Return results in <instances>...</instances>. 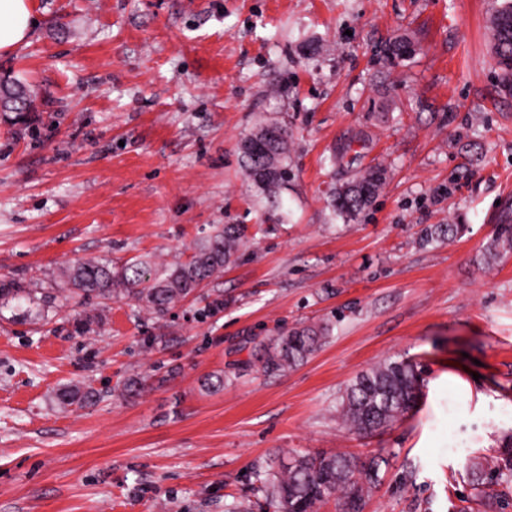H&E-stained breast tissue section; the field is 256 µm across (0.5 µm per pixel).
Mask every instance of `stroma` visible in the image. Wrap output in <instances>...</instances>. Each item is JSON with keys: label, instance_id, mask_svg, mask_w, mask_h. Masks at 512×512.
<instances>
[{"label": "stroma", "instance_id": "1", "mask_svg": "<svg viewBox=\"0 0 512 512\" xmlns=\"http://www.w3.org/2000/svg\"><path fill=\"white\" fill-rule=\"evenodd\" d=\"M503 0H35L0 75L36 92L0 112V276L51 289L89 258L187 260L216 224L239 259L156 319L112 300L78 334L77 299L0 302V512H262L276 450L393 451L364 512H461L466 454L512 430V91L491 54ZM404 37L413 54L389 59ZM288 128L291 179L259 198L241 139ZM352 144L340 166L333 150ZM385 179L357 221L331 184ZM462 236L420 245L422 228ZM329 324L286 372L254 364L280 330ZM394 355L425 367L405 420L366 437L336 405ZM224 378L217 392L203 388ZM141 395L122 397L131 377ZM95 404H60L65 387ZM512 254V225L502 224L483 247L484 261L489 264Z\"/></svg>", "mask_w": 512, "mask_h": 512}]
</instances>
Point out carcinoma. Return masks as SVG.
Masks as SVG:
<instances>
[{"label":"carcinoma","instance_id":"1","mask_svg":"<svg viewBox=\"0 0 512 512\" xmlns=\"http://www.w3.org/2000/svg\"><path fill=\"white\" fill-rule=\"evenodd\" d=\"M492 53L497 55L504 87L512 89V0L496 10L491 19ZM252 163L243 159L254 186L265 198H272L290 175L288 130ZM383 181L379 170L361 173L332 192L331 206L344 221L360 215L371 203ZM464 231L461 224H438L422 230L424 245L450 240ZM247 242V227L224 224L197 243L186 261L156 266L146 259L128 260L119 267L110 260H87L66 269L63 290L94 308L109 300L129 298L162 318L175 304L195 295L224 267L233 263ZM512 254V225H501L483 247L486 263ZM28 303L33 289L22 280L0 279V300ZM327 325H303L284 330L273 347L264 351L262 369L285 372L300 365L327 342ZM421 368L408 358L389 357L358 373L346 386L336 406L339 418L354 432L373 436L403 421L414 411L421 397ZM387 462L378 450L360 459L346 453L305 454L280 452L257 473L260 491L273 512H320L334 499L342 512H363L369 490L378 482L381 464ZM472 499L484 512H505L512 506V431L505 433L495 454L470 456L465 461Z\"/></svg>","mask_w":512,"mask_h":512}]
</instances>
